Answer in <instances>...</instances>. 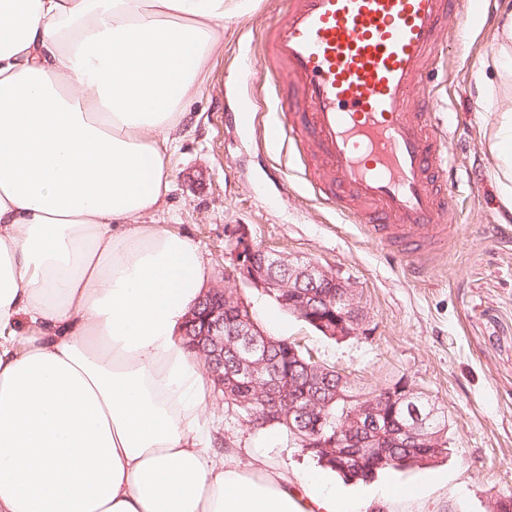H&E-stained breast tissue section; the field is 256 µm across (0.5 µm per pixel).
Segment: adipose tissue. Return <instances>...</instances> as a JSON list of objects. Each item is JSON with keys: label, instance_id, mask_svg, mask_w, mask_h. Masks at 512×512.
<instances>
[{"label": "adipose tissue", "instance_id": "adipose-tissue-1", "mask_svg": "<svg viewBox=\"0 0 512 512\" xmlns=\"http://www.w3.org/2000/svg\"><path fill=\"white\" fill-rule=\"evenodd\" d=\"M247 0H0V512H351L217 459L180 334L206 270L151 223L166 146ZM492 150L512 212V105Z\"/></svg>", "mask_w": 512, "mask_h": 512}]
</instances>
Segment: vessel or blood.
<instances>
[{
  "label": "vessel or blood",
  "instance_id": "b4317fda",
  "mask_svg": "<svg viewBox=\"0 0 512 512\" xmlns=\"http://www.w3.org/2000/svg\"><path fill=\"white\" fill-rule=\"evenodd\" d=\"M465 0H289L261 30L246 91L270 90V131L288 149L281 172L355 218L412 263L458 225L443 191L448 130L435 123L429 74L441 32Z\"/></svg>",
  "mask_w": 512,
  "mask_h": 512
}]
</instances>
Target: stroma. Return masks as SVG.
Here are the masks:
<instances>
[{
	"instance_id": "35a3bbf8",
	"label": "stroma",
	"mask_w": 512,
	"mask_h": 512,
	"mask_svg": "<svg viewBox=\"0 0 512 512\" xmlns=\"http://www.w3.org/2000/svg\"><path fill=\"white\" fill-rule=\"evenodd\" d=\"M287 6L250 0L225 22L204 86L189 98L167 153L171 190L153 221L197 246L211 285L233 273L242 236L253 247L334 269L357 289L365 313L347 339L322 337L256 289L242 293L268 334L297 342L367 387L407 380L444 408L450 454L427 468L346 483L321 471L293 438L256 430L216 395L206 409L212 446L243 461L263 454L271 468L292 476L322 474L357 512H489L494 499L512 495V213L497 194L493 120L464 106L482 102L489 78L501 100L512 98V76L480 68L499 49L512 6L492 0L488 22L452 19L442 34L446 58L430 82L438 94L435 118L450 128L448 190L457 206L448 219L461 230L424 258L420 272L336 209L313 202L300 180L283 182L278 169L287 153L259 150L253 129L230 119L242 103L262 117L272 111L271 98L238 93V66L257 56L265 20Z\"/></svg>"
}]
</instances>
